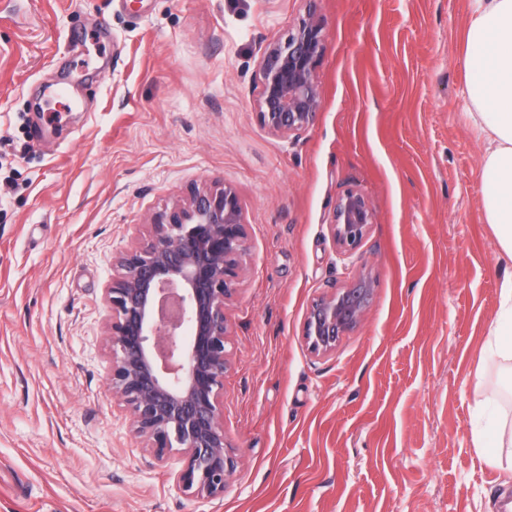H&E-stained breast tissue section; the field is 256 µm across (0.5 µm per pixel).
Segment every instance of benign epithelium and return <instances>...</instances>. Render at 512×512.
Instances as JSON below:
<instances>
[{
  "label": "benign epithelium",
  "mask_w": 512,
  "mask_h": 512,
  "mask_svg": "<svg viewBox=\"0 0 512 512\" xmlns=\"http://www.w3.org/2000/svg\"><path fill=\"white\" fill-rule=\"evenodd\" d=\"M322 30L310 10L285 40L263 52L257 117L275 135L299 134L322 107L316 79ZM373 220L362 191L348 188L336 199L328 232L340 256L362 246ZM248 251L236 189L192 186L154 214L147 239L113 257L115 274L104 290L112 312L106 385L129 413L144 450L162 467L179 465L177 488L200 498L224 495L237 463L220 422L228 369L225 304ZM372 292L373 280L362 272L349 287L316 299L304 321L311 352H333L363 318ZM171 298L179 305L174 319L166 313Z\"/></svg>",
  "instance_id": "benign-epithelium-1"
}]
</instances>
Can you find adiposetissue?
<instances>
[{
  "label": "adipose tissue",
  "instance_id": "ef3b65f1",
  "mask_svg": "<svg viewBox=\"0 0 512 512\" xmlns=\"http://www.w3.org/2000/svg\"><path fill=\"white\" fill-rule=\"evenodd\" d=\"M462 54L472 108L465 120L485 146L481 170L485 219L499 259L512 267V0H470ZM487 348L512 361V275L499 288V307Z\"/></svg>",
  "mask_w": 512,
  "mask_h": 512
}]
</instances>
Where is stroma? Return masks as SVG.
Segmentation results:
<instances>
[{
	"label": "stroma",
	"mask_w": 512,
	"mask_h": 512,
	"mask_svg": "<svg viewBox=\"0 0 512 512\" xmlns=\"http://www.w3.org/2000/svg\"><path fill=\"white\" fill-rule=\"evenodd\" d=\"M322 108L259 122V62L308 8ZM470 0H0V512H501L512 458L473 443L512 386L485 352L507 273L460 54ZM65 88L69 111L54 114ZM233 186L247 269L225 306L223 496L178 491L105 384L112 258L188 187ZM368 198L361 248L327 224ZM365 271L327 355L305 315ZM373 220L372 209L362 191L348 188L337 198L327 226L340 256L348 258L362 246Z\"/></svg>",
	"instance_id": "1"
}]
</instances>
